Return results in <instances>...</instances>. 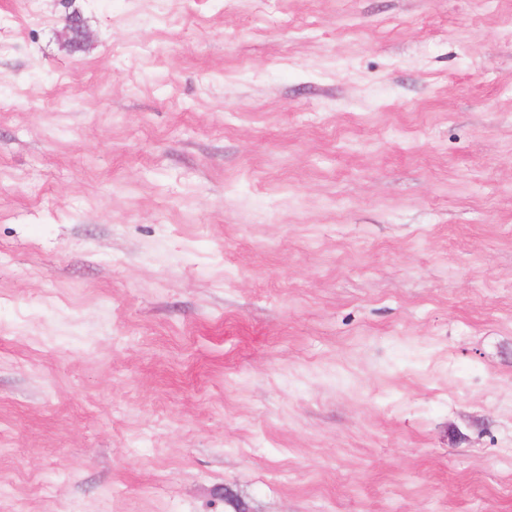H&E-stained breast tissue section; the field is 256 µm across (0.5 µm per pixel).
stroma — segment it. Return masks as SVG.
<instances>
[{
  "label": "stroma",
  "instance_id": "stroma-1",
  "mask_svg": "<svg viewBox=\"0 0 512 512\" xmlns=\"http://www.w3.org/2000/svg\"><path fill=\"white\" fill-rule=\"evenodd\" d=\"M0 512H512V0H0Z\"/></svg>",
  "mask_w": 512,
  "mask_h": 512
}]
</instances>
